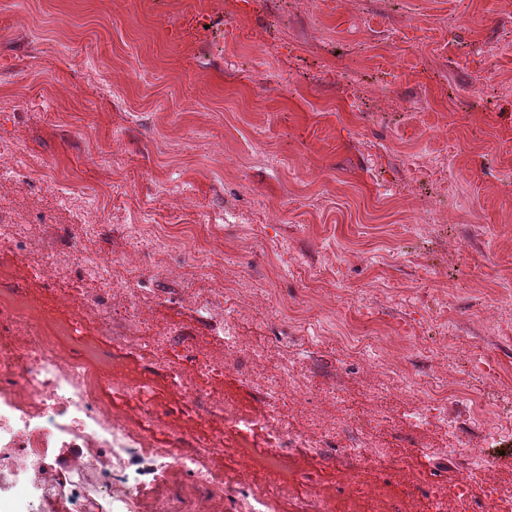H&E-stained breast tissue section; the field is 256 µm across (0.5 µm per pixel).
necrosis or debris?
<instances>
[{"instance_id": "necrosis-or-debris-1", "label": "necrosis or debris", "mask_w": 512, "mask_h": 512, "mask_svg": "<svg viewBox=\"0 0 512 512\" xmlns=\"http://www.w3.org/2000/svg\"><path fill=\"white\" fill-rule=\"evenodd\" d=\"M0 154L13 158L0 166V182L36 175L56 205L99 210L95 196L73 192L69 175L57 164L15 154L3 140ZM126 231L160 260L177 238L171 224L134 223ZM68 259L83 271L88 305L80 320L56 319L45 303L23 289L0 286V328L21 334L17 343L0 344V491L27 499L30 512H95L102 501L130 502L138 499L142 478L150 472L180 478L159 495L155 512H212L223 503L231 512H269L273 499L288 496L301 499L303 512H324L321 500L305 493L304 479L287 473L291 450L310 449L332 465L348 459L363 471L379 469L388 450L372 439L368 427L393 417L389 398L397 390L414 397L407 415L452 438V446L440 449V456L464 461L458 478L429 493L426 512H448L452 505L458 512H512V491L493 479L499 464L489 454L503 438H512V413L496 409L472 390L471 374L452 380L431 371L410 374L399 361L384 358L375 337H351L345 345L347 358L382 373L381 386L371 393L375 407L365 412L336 388L315 385L300 364L277 359L274 346L241 349L236 325L227 321L216 329L224 356L238 363L242 381L267 403L265 413L253 414L187 379L169 355L170 337L155 332L136 305L120 317L102 307V300L123 286L112 275L116 257L77 247ZM120 353L163 374L181 391L188 408L221 423V430L199 437L173 427L156 410L151 380L131 385L120 375L102 372V364ZM109 389L121 390L137 404L144 427H131L114 412L105 398ZM313 394L336 406L333 426L314 416L307 426L296 423L295 410ZM256 429L269 440L260 451L262 471L241 472L238 497L226 501L224 477L210 469L208 460L222 451L225 441ZM159 434L166 437V447H156Z\"/></svg>"}]
</instances>
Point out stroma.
Instances as JSON below:
<instances>
[{
	"label": "stroma",
	"mask_w": 512,
	"mask_h": 512,
	"mask_svg": "<svg viewBox=\"0 0 512 512\" xmlns=\"http://www.w3.org/2000/svg\"><path fill=\"white\" fill-rule=\"evenodd\" d=\"M24 83L42 103L0 111V138L60 164L86 193L105 189L112 222L83 238L75 212L33 183H0V210L35 228L25 262L0 243L12 285L74 313L81 273L46 289L44 246L75 240L119 257L115 275L135 283L148 321L183 331L174 357L187 377L246 410L263 403L236 365L215 381L196 359L228 281L251 285L237 322L244 347L296 359L294 318L307 317L326 337L313 377L364 404L378 373L347 359L343 338L376 330L425 371L407 340H430L428 317L444 305L453 370L492 372L476 385L512 409V343L483 322L486 296L512 298V0H7L0 95ZM226 212L230 223L211 227L224 272L200 288L182 284L194 249L160 266L125 233L130 215L161 224L174 213L191 226ZM275 301L282 315H271ZM155 384L159 412L214 431ZM372 435L391 450L383 479L365 475L376 512L399 490L403 512H425L426 490L455 475L426 454L447 438L400 421ZM289 466L336 512L352 466L304 448Z\"/></svg>",
	"instance_id": "1"
}]
</instances>
